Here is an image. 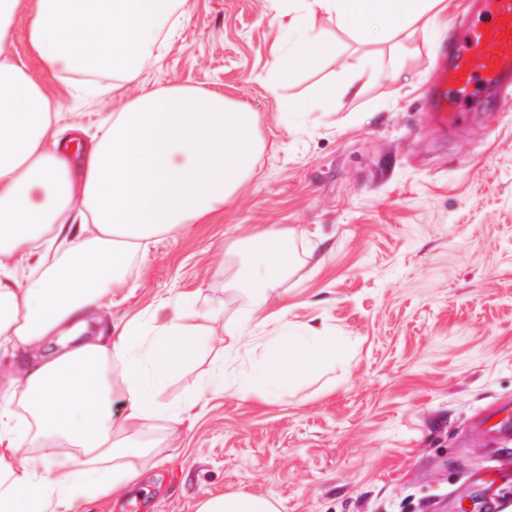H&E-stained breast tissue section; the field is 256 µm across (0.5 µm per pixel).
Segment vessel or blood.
Masks as SVG:
<instances>
[{
  "mask_svg": "<svg viewBox=\"0 0 512 512\" xmlns=\"http://www.w3.org/2000/svg\"><path fill=\"white\" fill-rule=\"evenodd\" d=\"M472 8L465 26L449 27L448 48L432 68L426 116L444 134L512 105V38L504 36L512 0H473Z\"/></svg>",
  "mask_w": 512,
  "mask_h": 512,
  "instance_id": "b4317fda",
  "label": "vessel or blood"
}]
</instances>
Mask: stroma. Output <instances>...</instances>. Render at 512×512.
Wrapping results in <instances>:
<instances>
[{"instance_id": "35a3bbf8", "label": "stroma", "mask_w": 512, "mask_h": 512, "mask_svg": "<svg viewBox=\"0 0 512 512\" xmlns=\"http://www.w3.org/2000/svg\"><path fill=\"white\" fill-rule=\"evenodd\" d=\"M36 0H21L0 55L62 101L65 121L97 133L143 90L184 84L255 112L260 151L224 206L156 237L107 297L119 333L159 304L200 312L198 357L161 386L162 402L201 398L170 427L146 422L141 478L86 512H195L208 494L245 488L282 512H480L471 485L512 440L481 421L512 408V112L440 135L425 123L428 78L464 0L388 41L316 14L286 32L270 0H185L161 61L139 84L101 77L78 95L27 39ZM314 37L317 64L273 84V64ZM293 230L298 265L256 318H240V268L262 236ZM337 337L343 353L276 401L209 386L229 332L279 323Z\"/></svg>"}]
</instances>
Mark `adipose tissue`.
Listing matches in <instances>:
<instances>
[{"label":"adipose tissue","mask_w":512,"mask_h":512,"mask_svg":"<svg viewBox=\"0 0 512 512\" xmlns=\"http://www.w3.org/2000/svg\"><path fill=\"white\" fill-rule=\"evenodd\" d=\"M438 2L294 0L277 15L288 30L323 12L390 36ZM176 9L177 0H38L29 40L51 71L109 73L131 85L159 59ZM62 117L61 101L24 65L0 61V354L28 355L21 379L0 384V512H80L86 499L121 494L146 453L137 425L180 423L182 408L160 402L158 390L196 355L195 310L178 304L160 323L131 319L111 339L97 311L156 236L223 206L258 150L254 112L190 85L135 96L83 145L81 125ZM291 237L280 229L263 238V274L240 270L246 318L293 270ZM57 244L65 262L47 263ZM259 348L234 382L214 373L215 386L274 398L342 352L336 337L285 325ZM112 364L120 379L107 373ZM196 512H280V504L237 489L200 498Z\"/></svg>","instance_id":"adipose-tissue-1"}]
</instances>
